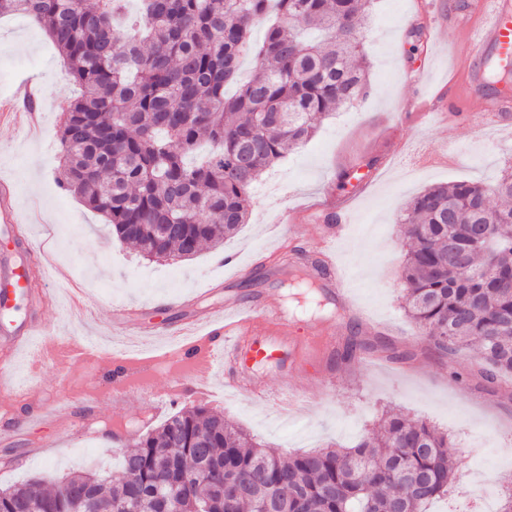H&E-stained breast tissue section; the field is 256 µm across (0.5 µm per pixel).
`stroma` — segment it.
Here are the masks:
<instances>
[{
  "instance_id": "1",
  "label": "stroma",
  "mask_w": 512,
  "mask_h": 512,
  "mask_svg": "<svg viewBox=\"0 0 512 512\" xmlns=\"http://www.w3.org/2000/svg\"><path fill=\"white\" fill-rule=\"evenodd\" d=\"M468 2L373 0L364 29L371 95L320 118L313 138L263 175L252 191L246 224L219 249L166 262L147 260L119 242L100 214L60 189L59 107L76 96L77 87L41 28L21 15L1 18L0 107L15 106L16 87L33 80L44 127L28 138L13 120L0 121V175L14 181L16 202L33 235L51 236L52 260L67 274L60 283L35 281L31 290L54 295L62 287L77 288L98 298L97 306L81 315L59 303L43 307L46 339L71 344L93 331L110 335L116 303L147 308L168 302V309L152 317L167 327L228 299L287 303L288 286L263 264L275 247L268 225L278 223L286 210L299 211L304 251L316 253L320 237L310 214L333 198L353 194L360 175L369 173L373 180L354 195L349 233L336 248L350 277L349 295L364 316L366 350L339 365L326 355L313 357L295 378L268 366L260 379L272 391L289 378L307 387L317 377H332L330 391L308 397L299 417L279 416L230 391L202 403L176 398L162 415L201 403L261 444L301 452L352 445L383 412L394 410L454 437L458 484H465L476 461L496 482H504L512 475V376L490 383L472 353L438 352L407 316L402 280L407 246L401 220L410 200L435 184L490 185L512 166V140L505 134L452 125L447 115L432 113L434 99L461 81L450 53L463 50L466 24L452 26L448 19L462 14ZM63 385L100 398L91 434L69 440L39 412L0 397V424H15L9 439L0 441V487L88 468L119 477L123 446L113 440V424L126 423L140 433L153 426L108 401L112 375L107 370L63 360L44 369L36 383L48 399Z\"/></svg>"
}]
</instances>
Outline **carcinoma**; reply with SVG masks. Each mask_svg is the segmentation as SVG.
Instances as JSON below:
<instances>
[{
  "instance_id": "1",
  "label": "carcinoma",
  "mask_w": 512,
  "mask_h": 512,
  "mask_svg": "<svg viewBox=\"0 0 512 512\" xmlns=\"http://www.w3.org/2000/svg\"><path fill=\"white\" fill-rule=\"evenodd\" d=\"M124 2L0 0V17L43 28L80 87L60 187L142 256L188 259L246 223L252 186L318 118L370 95V0H142L120 25ZM493 195L512 199V173L415 195L403 269L409 317L444 353L477 344L492 381L512 374V207ZM456 473V444L422 419L387 412L351 447L288 454L197 407L139 436L121 478H33L0 488V512H115L132 497L140 512H430Z\"/></svg>"
}]
</instances>
